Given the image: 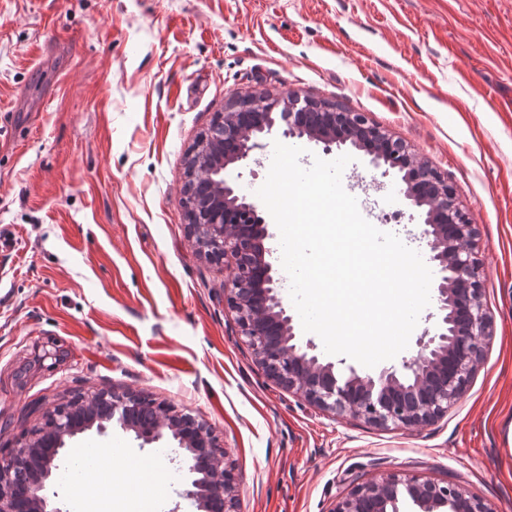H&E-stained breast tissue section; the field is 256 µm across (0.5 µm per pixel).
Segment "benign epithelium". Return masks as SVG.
<instances>
[{"mask_svg": "<svg viewBox=\"0 0 512 512\" xmlns=\"http://www.w3.org/2000/svg\"><path fill=\"white\" fill-rule=\"evenodd\" d=\"M316 104L288 92L254 96L224 110L218 119L224 133L212 143L197 140L188 155L186 181L199 183L203 192L198 206L185 191L188 234L207 260L231 258L224 304L235 314L242 342L277 384L335 416L349 414L382 428L427 426L462 398L490 336L482 269L474 257L476 224L460 207L454 186L405 141L364 112L338 109L316 119L310 113ZM273 134L321 144L328 154L344 147L364 153L420 211L417 230L435 271V321L400 366L363 372L343 359L325 358L312 340L297 335L272 251L264 245L268 224L238 183L241 169L258 163L256 151ZM114 422L144 445L177 442L180 497L192 512H236L237 479L216 457L211 428L148 397L115 392L55 407L45 413L40 432L0 452V512H62L53 490L54 461L68 441L91 431L104 434ZM407 504L413 512H493L453 483L398 475L357 484L331 512H401Z\"/></svg>", "mask_w": 512, "mask_h": 512, "instance_id": "7a95c632", "label": "benign epithelium"}]
</instances>
